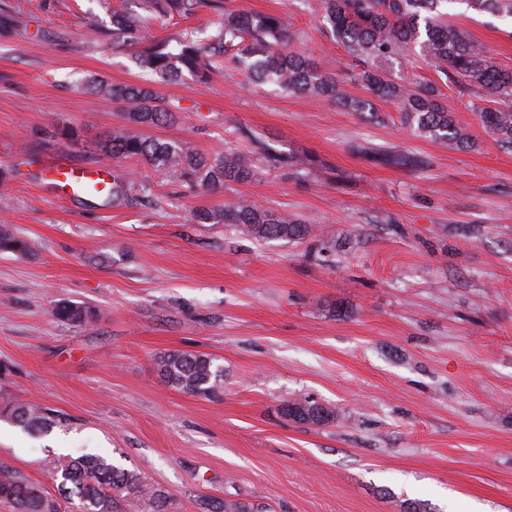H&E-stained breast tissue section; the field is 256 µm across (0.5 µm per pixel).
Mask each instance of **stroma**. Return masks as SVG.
I'll return each instance as SVG.
<instances>
[{
    "mask_svg": "<svg viewBox=\"0 0 512 512\" xmlns=\"http://www.w3.org/2000/svg\"><path fill=\"white\" fill-rule=\"evenodd\" d=\"M20 34L0 37V223L28 237L27 257L0 254V392L59 415L32 437L0 417V467L56 494L43 463L100 452L145 473L177 512L207 497L268 512H512V151L450 92L449 112L476 144L449 150L412 134L395 107L381 121L317 98L288 96L232 70L203 85L149 81L128 51L94 43L85 12L109 18L124 0H9ZM240 14L282 16L295 51L343 73L318 0H224ZM449 23L512 69V18L446 0ZM151 83L176 121L147 136L213 156L247 150V129L324 164L305 180L262 171L198 193L155 178L151 196L117 207L61 195L43 159L47 129L71 127L64 153L89 166L123 125L125 103L91 95L90 78ZM423 158L422 170L364 148ZM241 195L315 221L301 244L257 242L199 208ZM106 254L99 267L90 255ZM61 299L97 320H56ZM209 355L224 368L216 398L165 386L159 355ZM310 397L330 426L285 419Z\"/></svg>",
    "mask_w": 512,
    "mask_h": 512,
    "instance_id": "1",
    "label": "stroma"
}]
</instances>
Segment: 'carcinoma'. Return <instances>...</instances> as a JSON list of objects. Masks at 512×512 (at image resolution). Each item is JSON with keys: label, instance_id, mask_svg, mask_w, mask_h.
<instances>
[{"label": "carcinoma", "instance_id": "obj_1", "mask_svg": "<svg viewBox=\"0 0 512 512\" xmlns=\"http://www.w3.org/2000/svg\"><path fill=\"white\" fill-rule=\"evenodd\" d=\"M321 26L340 43L352 63L343 80L321 69L314 61L291 50L295 34L285 20L274 14L248 16L230 12L224 0H140V9L154 19L188 18L207 9L219 17L215 30L202 37L185 31L168 42L143 44L144 20L137 12H112V27L96 14L85 18L86 26L107 37L114 48L133 50L135 65L161 81L191 76L200 84L228 61L233 68L261 85H272L296 97H315L336 102L354 112L379 117L373 98L346 93L343 85L363 89L374 98L398 105L400 122L417 135L451 150L473 147L469 127L457 122L442 102L443 87L451 84L470 98L485 132L501 147L512 148V69L501 67L470 32L441 19L440 7L447 0H320ZM479 12L512 16V0H464ZM410 54L430 63L437 78L403 81L393 76V65ZM92 92L129 104L127 126L106 134L98 142L97 160L133 159L145 174L131 172L112 177L106 204L117 206L128 192L149 190V173L188 190L213 191L229 183L254 181L265 167L298 179L325 167L311 155L286 154L250 131L239 135L251 144L242 152L229 148L212 158L191 149L187 143L151 138L140 133L175 119L170 103L145 85H115L103 78L91 81ZM198 224H227L250 239L300 243L313 232V225L286 213L257 207L244 196L224 202V207L201 209L193 214ZM32 252L31 241L9 224H0V253L18 257ZM61 322L88 326L96 321L89 306L61 299L52 311ZM157 371L164 385L191 395L211 396L224 384V368L214 358L197 352L171 351L158 357ZM287 406L307 411L302 422L325 426L336 420L335 411L306 397ZM0 416L28 431L46 433L53 425L46 409L17 398H0ZM49 473L61 478L60 486L80 501V512H119L121 501H132L138 512H171L168 491L152 483L144 473L114 465L107 458L84 453L48 459ZM0 500L17 512H59V503L44 489L18 472L0 468ZM199 512H259L246 501L209 497L197 502Z\"/></svg>", "mask_w": 512, "mask_h": 512}]
</instances>
